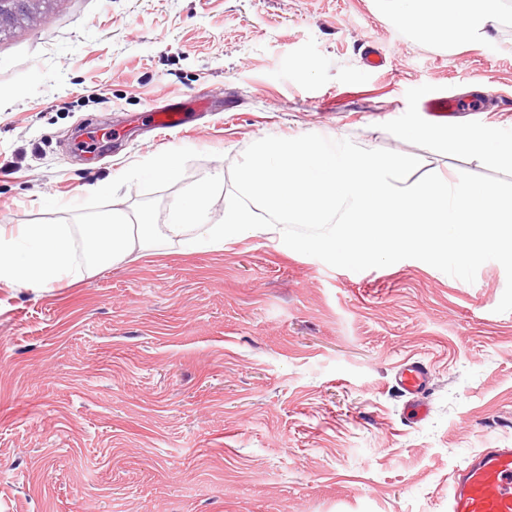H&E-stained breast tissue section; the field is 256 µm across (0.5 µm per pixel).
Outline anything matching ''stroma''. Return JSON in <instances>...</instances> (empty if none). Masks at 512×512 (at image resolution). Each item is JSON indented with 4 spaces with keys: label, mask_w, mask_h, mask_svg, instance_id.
I'll use <instances>...</instances> for the list:
<instances>
[{
    "label": "stroma",
    "mask_w": 512,
    "mask_h": 512,
    "mask_svg": "<svg viewBox=\"0 0 512 512\" xmlns=\"http://www.w3.org/2000/svg\"><path fill=\"white\" fill-rule=\"evenodd\" d=\"M478 89L495 92L481 112H424ZM172 100L199 112L193 134L136 124ZM89 124L125 139L100 157L74 140ZM459 126L512 135V0L464 43L384 0H57L0 37V226L115 209L162 225L205 182L220 223L232 164L266 136L512 181L444 142ZM169 153L178 177H148ZM505 286L494 261L472 283L415 259L353 272L262 231L163 241L41 291L0 283V512H448L454 473L512 447ZM407 360L430 373L420 421L395 382Z\"/></svg>",
    "instance_id": "obj_1"
}]
</instances>
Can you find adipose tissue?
<instances>
[{
  "label": "adipose tissue",
  "instance_id": "ef3b65f1",
  "mask_svg": "<svg viewBox=\"0 0 512 512\" xmlns=\"http://www.w3.org/2000/svg\"><path fill=\"white\" fill-rule=\"evenodd\" d=\"M393 18L434 38L466 41L483 31L490 21L495 0H386ZM455 148L512 166V138L503 139L458 130ZM209 189L199 186L172 208L165 226L148 221L132 222L125 214L72 230L66 224H24L11 233L0 227V282L38 290L61 281H75L87 266L103 267L124 261L134 250H147L159 237L180 239L195 250L257 230L255 209L238 201L227 202L221 223H205ZM81 235L85 264L75 258L73 237Z\"/></svg>",
  "mask_w": 512,
  "mask_h": 512
}]
</instances>
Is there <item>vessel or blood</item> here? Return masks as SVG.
<instances>
[{
	"mask_svg": "<svg viewBox=\"0 0 512 512\" xmlns=\"http://www.w3.org/2000/svg\"><path fill=\"white\" fill-rule=\"evenodd\" d=\"M148 119L158 130L182 131L191 124V114L182 102L149 112ZM397 383L414 397L413 417H425L426 407L419 398L429 384L427 368L418 362L402 364ZM448 512H512V448H488L473 456L451 483Z\"/></svg>",
	"mask_w": 512,
	"mask_h": 512,
	"instance_id": "b4317fda",
	"label": "vessel or blood"
}]
</instances>
